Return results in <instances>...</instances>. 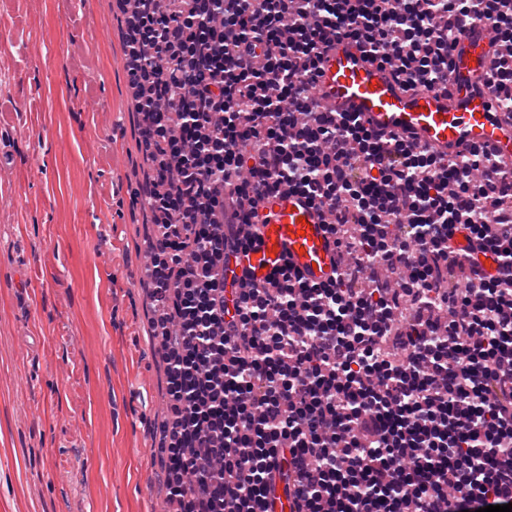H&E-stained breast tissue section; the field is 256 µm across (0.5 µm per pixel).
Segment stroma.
Returning a JSON list of instances; mask_svg holds the SVG:
<instances>
[{"label":"stroma","mask_w":512,"mask_h":512,"mask_svg":"<svg viewBox=\"0 0 512 512\" xmlns=\"http://www.w3.org/2000/svg\"><path fill=\"white\" fill-rule=\"evenodd\" d=\"M0 512H162L139 116L112 0H0Z\"/></svg>","instance_id":"stroma-1"}]
</instances>
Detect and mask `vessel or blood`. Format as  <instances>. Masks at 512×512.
<instances>
[{
    "label": "vessel or blood",
    "instance_id": "obj_1",
    "mask_svg": "<svg viewBox=\"0 0 512 512\" xmlns=\"http://www.w3.org/2000/svg\"><path fill=\"white\" fill-rule=\"evenodd\" d=\"M490 56L485 28H467L451 56L447 91H412L342 40L324 57L315 94L327 109L357 113L373 132L404 137L445 158L483 146L511 167L512 117L483 84ZM260 215L253 246L231 261L236 275L264 284L287 263L310 283L332 276L334 238L316 204L283 190Z\"/></svg>",
    "mask_w": 512,
    "mask_h": 512
}]
</instances>
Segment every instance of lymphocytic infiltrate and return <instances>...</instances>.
<instances>
[{
    "label": "lymphocytic infiltrate",
    "instance_id": "lymphocytic-infiltrate-1",
    "mask_svg": "<svg viewBox=\"0 0 512 512\" xmlns=\"http://www.w3.org/2000/svg\"><path fill=\"white\" fill-rule=\"evenodd\" d=\"M156 233L142 271L165 364L153 454L174 512H478L512 503V171L379 140L313 95L348 40L394 80L448 88L490 34L512 113V0H117ZM317 202L341 272L228 286L261 202ZM490 253L496 273L480 255ZM468 271L466 290L448 287Z\"/></svg>",
    "mask_w": 512,
    "mask_h": 512
}]
</instances>
